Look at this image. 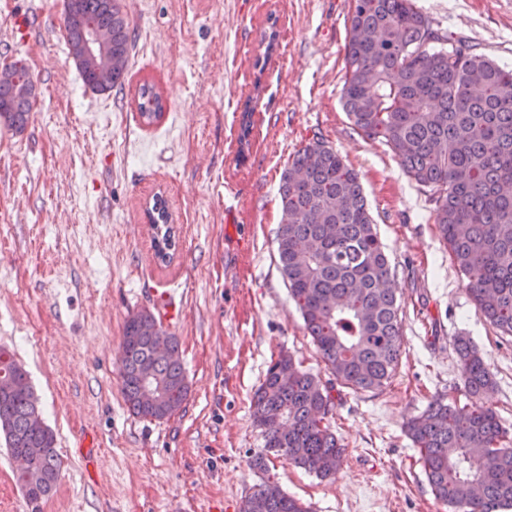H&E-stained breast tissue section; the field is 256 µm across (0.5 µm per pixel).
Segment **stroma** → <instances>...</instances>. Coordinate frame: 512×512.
<instances>
[{"instance_id": "35a3bbf8", "label": "stroma", "mask_w": 512, "mask_h": 512, "mask_svg": "<svg viewBox=\"0 0 512 512\" xmlns=\"http://www.w3.org/2000/svg\"><path fill=\"white\" fill-rule=\"evenodd\" d=\"M132 32L124 87L98 94L63 37V0H0V69L35 83L23 130L0 121V348L27 370L61 462L41 512H240L267 481L312 512H448L427 482L406 421L435 397L466 404L452 350L470 337L495 375L482 396L512 432V338L466 290L433 222L432 193L343 109L350 0H121ZM434 28L512 66V0H415ZM41 12L35 39L12 19ZM156 83L162 119L133 102ZM253 110L240 143L244 108ZM320 139L355 170L400 303L402 354L373 392L334 390L329 423L345 446L329 479L262 448L251 399L271 360L290 353L329 379L277 264L280 175ZM162 197L175 231L157 259L147 211ZM180 300L169 331L189 391L163 420L134 415L118 357L126 319ZM100 450L96 474L79 446ZM0 438V512H31Z\"/></svg>"}]
</instances>
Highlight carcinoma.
<instances>
[{"instance_id": "carcinoma-1", "label": "carcinoma", "mask_w": 512, "mask_h": 512, "mask_svg": "<svg viewBox=\"0 0 512 512\" xmlns=\"http://www.w3.org/2000/svg\"><path fill=\"white\" fill-rule=\"evenodd\" d=\"M65 38L87 87L105 93L129 74L132 37L119 0H65ZM112 32L106 63L109 83H99L100 61L83 53L88 26ZM35 97L29 74L0 71V119L24 128ZM344 110L365 136L384 143L419 185L433 192L434 223L469 293L484 317L512 335V69L497 65L464 39L434 29L414 0H352L345 46ZM136 108L146 126L158 122L164 99L144 82ZM278 265L304 328L330 373L354 392L384 387L396 372L402 344L400 304L388 287L392 272L363 196L358 173L333 148L316 139L288 162L280 178ZM150 221L156 256L175 249L165 202L156 197ZM157 336L167 351L154 349ZM470 403L433 399L406 433L419 448L435 498L450 512L512 509V435L480 402L494 384L477 345L453 342ZM124 397L136 415L163 420L188 393L178 338L151 311L128 317L120 344ZM0 434L26 466L17 482L33 512L56 485L55 434L44 422L28 372L0 349ZM333 386L282 353L270 362L254 392V423L264 448L249 464L266 469L283 456L322 478L335 476L344 448L329 425ZM472 457L481 469L468 466ZM240 512H309L300 500L267 484L244 500Z\"/></svg>"}]
</instances>
